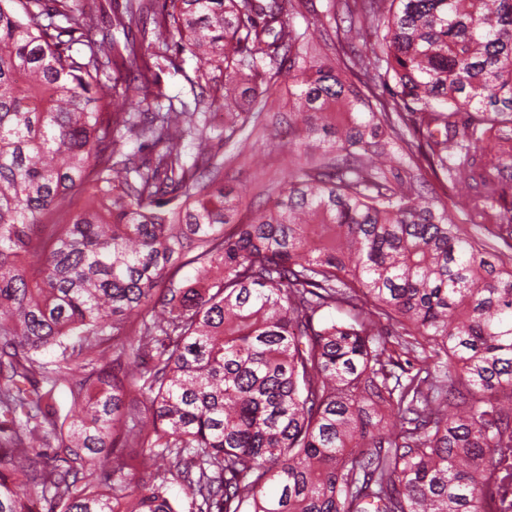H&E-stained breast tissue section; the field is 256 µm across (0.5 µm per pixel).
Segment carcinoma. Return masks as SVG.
<instances>
[{"label": "carcinoma", "instance_id": "1", "mask_svg": "<svg viewBox=\"0 0 512 512\" xmlns=\"http://www.w3.org/2000/svg\"><path fill=\"white\" fill-rule=\"evenodd\" d=\"M301 6L0 0V512H512V0H329L334 63ZM174 33L247 98L232 156L185 102L109 111ZM283 76L297 162L244 223ZM418 164L421 167L419 173L421 174L422 181L428 186L426 188L434 190L428 194H425L428 198L432 199L437 205H447L448 206V195L453 196L454 191L448 189V185L443 183L439 184L431 174V172L427 169L425 162L421 159Z\"/></svg>", "mask_w": 512, "mask_h": 512}]
</instances>
